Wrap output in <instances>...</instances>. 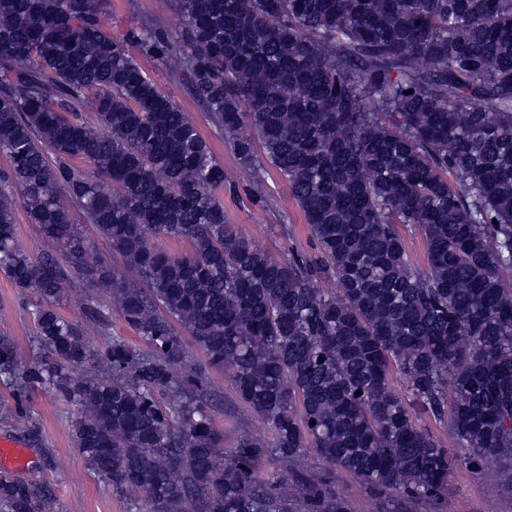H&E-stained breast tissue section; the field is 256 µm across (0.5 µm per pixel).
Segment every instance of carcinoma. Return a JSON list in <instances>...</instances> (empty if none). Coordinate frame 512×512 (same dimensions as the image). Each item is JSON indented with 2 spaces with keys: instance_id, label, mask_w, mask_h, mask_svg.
Masks as SVG:
<instances>
[{
  "instance_id": "obj_1",
  "label": "carcinoma",
  "mask_w": 512,
  "mask_h": 512,
  "mask_svg": "<svg viewBox=\"0 0 512 512\" xmlns=\"http://www.w3.org/2000/svg\"><path fill=\"white\" fill-rule=\"evenodd\" d=\"M158 4L179 37L152 21L112 37L109 0H0V275L36 299L39 350L26 362L0 335L4 382L76 408L75 447L127 512H349L337 470L420 512L456 464L512 461V0ZM141 57L254 171L253 203L266 169L288 185L315 252L273 256L226 223L224 166ZM19 208L50 246L38 258ZM74 209L134 277L86 263ZM73 293L97 356L61 313ZM114 311L146 348L112 334ZM185 335L272 443L238 427L224 447ZM0 512L54 498L0 476ZM17 241L33 257L40 256L48 249L35 224H30L22 209L17 212ZM405 246L410 259L419 267L426 265V253L424 240L418 229H402Z\"/></svg>"
}]
</instances>
